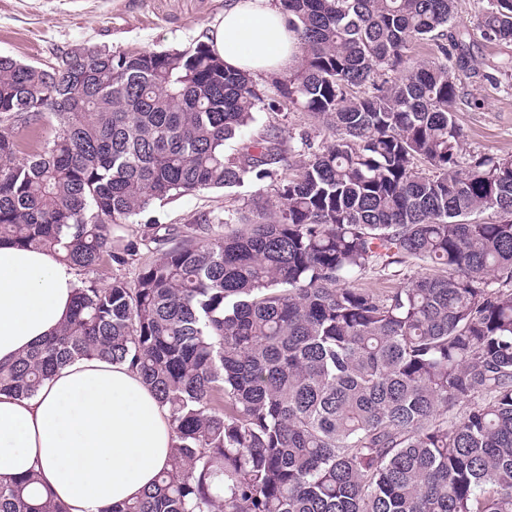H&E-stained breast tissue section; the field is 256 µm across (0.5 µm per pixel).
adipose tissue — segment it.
<instances>
[{
  "mask_svg": "<svg viewBox=\"0 0 512 512\" xmlns=\"http://www.w3.org/2000/svg\"><path fill=\"white\" fill-rule=\"evenodd\" d=\"M206 41L227 68L280 76L299 55L275 0H230ZM76 270L49 253L0 246V363L53 332L69 313ZM176 436L168 413L128 365L75 360L19 398L0 393V477L38 473L70 512H108L152 488Z\"/></svg>",
  "mask_w": 512,
  "mask_h": 512,
  "instance_id": "obj_1",
  "label": "adipose tissue"
}]
</instances>
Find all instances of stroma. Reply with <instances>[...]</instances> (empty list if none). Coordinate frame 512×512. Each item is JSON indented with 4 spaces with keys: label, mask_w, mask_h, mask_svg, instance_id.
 Returning a JSON list of instances; mask_svg holds the SVG:
<instances>
[{
    "label": "stroma",
    "mask_w": 512,
    "mask_h": 512,
    "mask_svg": "<svg viewBox=\"0 0 512 512\" xmlns=\"http://www.w3.org/2000/svg\"><path fill=\"white\" fill-rule=\"evenodd\" d=\"M227 0H0V55L26 63H49L81 43L106 46L116 52L182 48L204 40L208 26L221 15ZM512 58V42H490L481 34L470 40L469 67L462 72L464 102L454 114L463 133L460 157L483 154L512 156V71L501 65ZM275 80L258 84L276 108L257 113L247 133L252 137L276 130L284 149L314 147L330 137L308 113L278 102ZM295 168H274L270 178L241 187L191 193L156 204L145 219L181 226L202 215H240L255 192L271 191L287 181Z\"/></svg>",
    "instance_id": "1"
}]
</instances>
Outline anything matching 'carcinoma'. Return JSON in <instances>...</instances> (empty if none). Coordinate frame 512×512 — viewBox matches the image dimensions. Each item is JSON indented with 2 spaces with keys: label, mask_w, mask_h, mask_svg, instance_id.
<instances>
[{
  "label": "carcinoma",
  "mask_w": 512,
  "mask_h": 512,
  "mask_svg": "<svg viewBox=\"0 0 512 512\" xmlns=\"http://www.w3.org/2000/svg\"><path fill=\"white\" fill-rule=\"evenodd\" d=\"M299 64L284 101L337 135L255 195L245 227L201 216L114 228L158 201L255 182L288 162L275 133L241 141L272 103L209 45L41 67L0 56V245L82 274L57 333L0 365L32 396L67 363H126L177 434L171 468L109 512H512V159L458 160L470 31L454 0H280ZM474 28L512 42V0ZM436 60L409 64L416 42ZM56 121L30 159L4 123ZM499 214L496 222L475 215ZM150 256L140 257L141 247ZM441 270L359 288L370 264ZM35 472L0 481V512H69ZM138 266L136 264L132 265H124L118 266L115 263H112V266L109 264H104L100 266L97 271L91 272L88 277L89 278H97L101 285H106L112 281V278H122L125 281L132 282L138 272Z\"/></svg>",
  "instance_id": "cac0c4a2"
}]
</instances>
